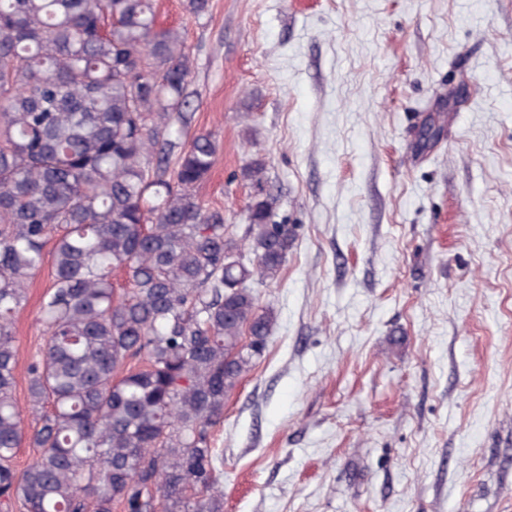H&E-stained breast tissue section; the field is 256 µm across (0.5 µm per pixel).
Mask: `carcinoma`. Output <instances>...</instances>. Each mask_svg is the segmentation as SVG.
Listing matches in <instances>:
<instances>
[{"instance_id":"1","label":"carcinoma","mask_w":512,"mask_h":512,"mask_svg":"<svg viewBox=\"0 0 512 512\" xmlns=\"http://www.w3.org/2000/svg\"><path fill=\"white\" fill-rule=\"evenodd\" d=\"M189 74L156 0H0V512H224L212 429L268 347L251 284L295 235L262 158L243 237L197 197L218 144L172 128ZM50 240L27 432L12 328Z\"/></svg>"}]
</instances>
